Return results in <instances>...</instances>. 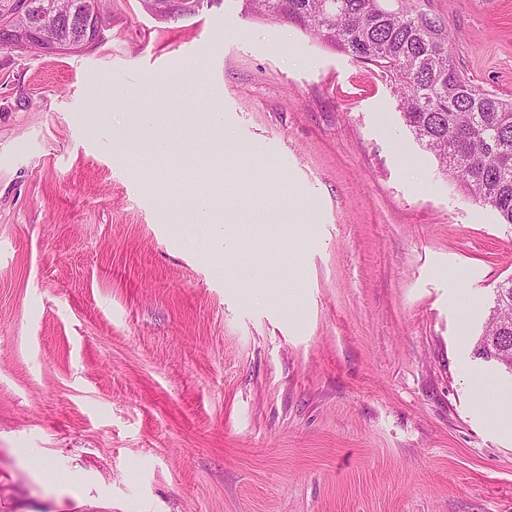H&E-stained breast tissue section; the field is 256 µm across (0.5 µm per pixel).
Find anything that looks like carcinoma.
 Wrapping results in <instances>:
<instances>
[{
    "label": "carcinoma",
    "mask_w": 512,
    "mask_h": 512,
    "mask_svg": "<svg viewBox=\"0 0 512 512\" xmlns=\"http://www.w3.org/2000/svg\"><path fill=\"white\" fill-rule=\"evenodd\" d=\"M82 0H57L59 49L79 53L65 14ZM257 17L284 20L325 45L376 66L394 87L404 122L432 151L445 173L476 202L512 225V99L475 85L448 54V34L434 19L384 0H245ZM164 21H179L199 8L172 0H141ZM0 48L44 52L42 42L15 31ZM473 357L512 373V276L496 287Z\"/></svg>",
    "instance_id": "obj_1"
}]
</instances>
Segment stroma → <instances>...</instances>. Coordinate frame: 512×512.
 <instances>
[{
	"mask_svg": "<svg viewBox=\"0 0 512 512\" xmlns=\"http://www.w3.org/2000/svg\"><path fill=\"white\" fill-rule=\"evenodd\" d=\"M408 4L512 99V0ZM217 193L223 256L183 206ZM510 276L379 70L244 0L0 48V512H512V376L472 356Z\"/></svg>",
	"mask_w": 512,
	"mask_h": 512,
	"instance_id": "35a3bbf8",
	"label": "stroma"
}]
</instances>
